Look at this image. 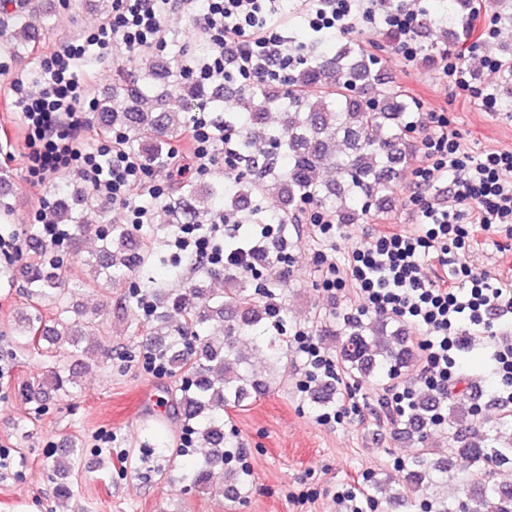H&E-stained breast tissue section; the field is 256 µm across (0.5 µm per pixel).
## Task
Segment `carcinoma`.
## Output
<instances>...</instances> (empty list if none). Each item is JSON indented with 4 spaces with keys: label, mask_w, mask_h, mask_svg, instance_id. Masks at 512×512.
I'll return each mask as SVG.
<instances>
[{
    "label": "carcinoma",
    "mask_w": 512,
    "mask_h": 512,
    "mask_svg": "<svg viewBox=\"0 0 512 512\" xmlns=\"http://www.w3.org/2000/svg\"><path fill=\"white\" fill-rule=\"evenodd\" d=\"M439 15L419 18V28L431 24L443 30L442 44L419 47L418 59L434 62V52L452 43L470 39L472 21L481 0H438ZM31 15L45 19L53 29L60 20L52 6L31 0ZM36 44L25 11L13 13L10 48L31 54ZM499 84L503 105L512 110V50L500 57ZM383 70L370 48L357 41L340 44L295 70L288 86L241 85L232 94L222 87L199 84L181 73L178 65L146 55L136 75L120 74L112 89L95 104V120L104 132L122 129L127 146L156 169L169 166V141L202 109L211 124L233 133L237 163L245 167L229 187L224 178H177L170 186V225L182 229L200 224L219 212L236 210L252 224H296L303 207L311 203L330 213L338 224H358L370 209L368 202L382 206L396 188L398 167L413 151L417 127L412 97L399 87L378 90ZM274 197L278 209L270 216L253 206L258 199ZM52 210L58 224L83 232L97 225L99 247L84 257L94 277L110 286L131 283L123 309L135 311L143 293L154 299L153 325L149 331L154 354L172 372L182 375L181 388L172 394L174 414L192 432L202 448L196 466L182 474L194 488L234 495L250 483V473L240 467L226 469L233 444L224 434V417L218 411L246 407L269 394L277 376L288 370V337L283 327L287 308L272 302V283L263 289L268 301L256 299L248 278L240 272H224V292L205 285L213 272L202 257L189 264L196 275L178 288H158L148 280L132 281L134 273L156 264L155 230L142 231L140 251L128 252L130 233L124 224L103 223L104 210L89 192H74L63 179L53 187ZM31 254L21 271L0 266V280L22 276L28 297L51 306L52 315L23 314L13 331L17 348L27 352L44 341L61 357L52 372V389L68 395L77 386L75 372L62 356L79 352L85 336L100 332L104 322L67 306L65 282L60 267L49 258L55 244L39 226L27 230ZM282 260L281 245L269 244L253 256L254 265L274 268ZM316 331L335 346L347 373L360 379L396 376L414 366L417 357L403 327L384 316L346 313L337 323L323 319ZM267 352L268 371L254 372L242 346ZM336 398L331 380L317 384L311 399L323 409ZM447 416L448 448H417L403 463L401 483L392 486L375 481L371 491L387 492L386 500L404 508L416 506V497L430 499L429 512H512V486L496 482L488 468L512 466V421L503 419L493 429L473 426L475 406L464 396L437 402L426 393L416 400L414 413L402 434L424 443V431L434 412ZM463 462L462 470L451 468L450 459ZM55 474L57 498L68 500L73 491L66 474L69 466L58 459L50 464ZM461 479L465 498L453 503L433 489Z\"/></svg>",
    "instance_id": "carcinoma-1"
}]
</instances>
